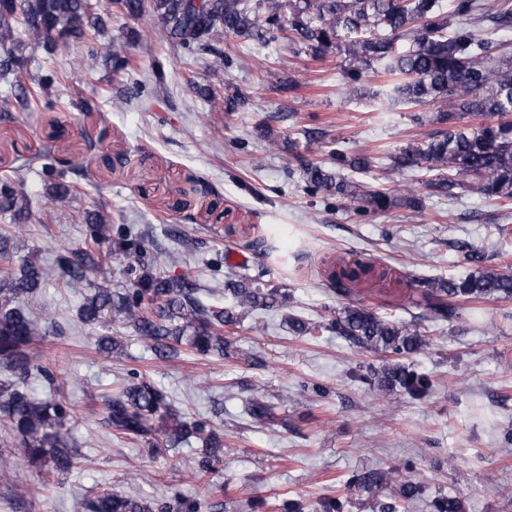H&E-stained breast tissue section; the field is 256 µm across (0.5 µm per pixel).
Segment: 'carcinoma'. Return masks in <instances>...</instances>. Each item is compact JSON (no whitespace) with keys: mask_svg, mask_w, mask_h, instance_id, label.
Instances as JSON below:
<instances>
[{"mask_svg":"<svg viewBox=\"0 0 512 512\" xmlns=\"http://www.w3.org/2000/svg\"><path fill=\"white\" fill-rule=\"evenodd\" d=\"M103 12L90 0H0V77L7 84L0 97V112L18 107H37L58 112L60 97L50 89L67 76L51 71L37 79L27 78V65L39 51L48 54L80 45L89 75L100 60L124 70L130 84L117 99L151 102L162 83L160 62L151 72L139 70L132 60L100 39L113 15L140 19L149 17L151 31L169 42L179 58L212 57V66L233 63L224 54V36L243 42L271 43L287 40L304 46L315 55L336 50L346 54L347 90L357 92L362 76L374 71L390 78V97L415 109L434 106L436 120L448 128L435 132L422 143L410 141L389 156V165L374 181L392 171L419 170L427 180L428 196L456 198L464 188L502 206L512 205V54L492 38L499 30L512 29V0H497V8L485 10L481 0H452L445 10L440 0H200L196 8L187 0H110ZM210 108L233 112L236 104L209 86H193ZM488 121L475 128L460 124L466 116ZM335 168L321 161L302 164L304 191L334 196L353 203L360 213L387 211L395 198L390 189L367 185L354 178L368 173L371 160L330 151ZM39 175L52 182L54 192L38 211L22 189L19 177H0V213L15 222L44 224L56 207L67 202L71 186L66 182V164L49 153L42 155ZM73 222L85 225L86 239L118 245L130 286L114 292L95 288L84 298L81 319L97 323L103 315L132 326L144 347L161 359L177 353L187 328L193 329L189 344L202 354L224 351L218 329L234 324L237 315L201 304L197 288L188 278H165L144 272L148 259L139 235L121 228L112 241V224L91 222L81 211H73ZM459 249L476 270L458 280H417L434 322H460L461 308L455 300H512V274L483 267L484 253L461 243ZM62 283L79 284L94 273L97 263L85 245L63 249L56 256ZM46 271L34 256L21 260L19 268L0 271V368L12 381L0 383V416L6 421L8 437L0 442V479L8 481L17 465L10 449H22L23 461L31 468L51 474L69 471L80 455L67 437L71 413L61 396V384L37 363L33 347L44 336L41 321L53 319L51 310L37 320L22 307L23 298L35 292ZM235 308L246 313L279 303L277 290L263 288L243 277L228 283ZM328 328L366 352L402 355L419 350L425 339L408 325L389 320L363 305L347 306L331 320ZM34 379L48 391L37 394L27 388ZM377 398L387 399L399 390L411 398L424 397L429 382L399 364H385L374 375ZM102 424L129 438L154 440L161 433L169 447L176 448L195 437L212 448L215 432L194 421L183 420L172 408L168 392L132 374L122 391L106 400ZM394 470L369 471L357 477L364 488L391 480ZM83 512H199L198 501L185 498L175 504L150 501L137 489L121 493L109 489L86 498ZM435 512H464L462 501L453 495L433 502Z\"/></svg>","mask_w":512,"mask_h":512,"instance_id":"obj_1","label":"carcinoma"}]
</instances>
